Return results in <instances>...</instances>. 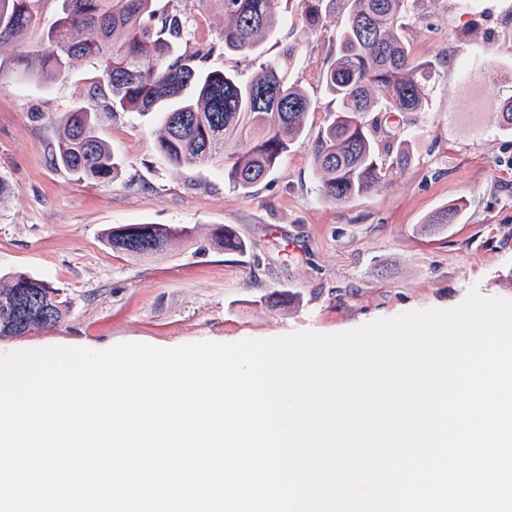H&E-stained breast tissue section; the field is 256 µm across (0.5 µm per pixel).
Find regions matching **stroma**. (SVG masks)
Wrapping results in <instances>:
<instances>
[{"instance_id": "35a3bbf8", "label": "stroma", "mask_w": 512, "mask_h": 512, "mask_svg": "<svg viewBox=\"0 0 512 512\" xmlns=\"http://www.w3.org/2000/svg\"><path fill=\"white\" fill-rule=\"evenodd\" d=\"M187 20V48L213 44L209 70L252 76L253 57L217 47L224 12L197 0H158ZM335 26L310 37L290 70L316 103L300 143L245 192L221 170L177 167L156 146L160 115L109 113L95 69L44 85L0 78V271L48 280L72 301L47 331L0 339V354L49 346L101 350L121 342L175 347L198 341L337 334L412 310L449 309L470 289L512 300V129L497 103L512 93V0H425L405 37L436 75L421 111L399 112L414 166L345 205L318 193L310 147L335 102L320 73ZM97 115L117 162L110 181L53 166L55 123L68 111ZM454 200L459 223L425 231V217ZM168 224L192 234L151 256L116 253L104 229ZM230 225L238 254L210 233ZM285 293L289 303L274 305Z\"/></svg>"}]
</instances>
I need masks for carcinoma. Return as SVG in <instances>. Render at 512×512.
I'll use <instances>...</instances> for the list:
<instances>
[{"label":"carcinoma","instance_id":"cac0c4a2","mask_svg":"<svg viewBox=\"0 0 512 512\" xmlns=\"http://www.w3.org/2000/svg\"><path fill=\"white\" fill-rule=\"evenodd\" d=\"M56 2V13L47 21L43 0H0V48H12L9 57L0 56V77L15 72L50 84L74 69L93 66L112 95V111L160 112L157 146L171 164L222 167L234 191L265 180L302 138L315 102L288 71L303 43L260 61L251 79L242 82L202 68L212 45L176 52L175 45L185 38V22L177 13L157 12L155 0ZM214 2L224 10L219 44L226 53L257 54L282 24L277 0ZM298 2L303 36L317 32L328 17L343 16L322 73L336 111L311 146L321 197L341 205L378 191L389 175L412 165L401 127L384 131L370 114L418 112L423 106L433 67L414 59L404 26L422 17L425 0ZM57 128L55 166L79 179L112 177L116 163L98 133L95 113L72 110ZM230 138L241 148L229 156L224 146ZM462 208L461 203L446 206L425 224L431 229L454 224ZM187 234L167 224H124L107 229L105 241L115 252L150 255ZM212 242L226 251H246L228 225L212 231ZM70 310V298L49 282L24 272L0 275V338L54 328Z\"/></svg>","mask_w":512,"mask_h":512}]
</instances>
